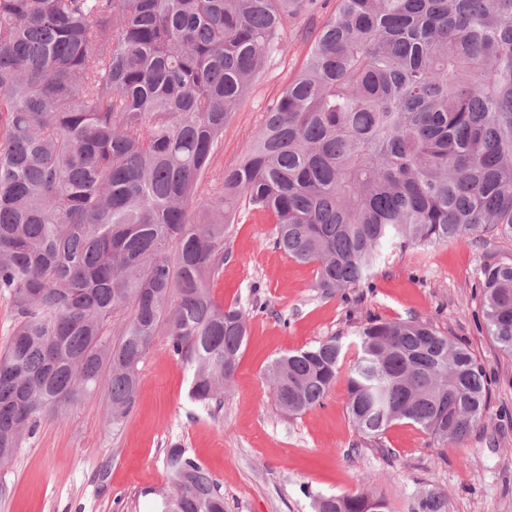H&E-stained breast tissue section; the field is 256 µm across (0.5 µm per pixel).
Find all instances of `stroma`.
Returning a JSON list of instances; mask_svg holds the SVG:
<instances>
[{"label": "stroma", "instance_id": "obj_1", "mask_svg": "<svg viewBox=\"0 0 512 512\" xmlns=\"http://www.w3.org/2000/svg\"><path fill=\"white\" fill-rule=\"evenodd\" d=\"M334 8L327 0L289 21L284 51L255 76L225 124L198 201L241 161L267 108L300 71L312 33ZM273 229L269 214L247 213L213 283L217 301L239 304L249 317L248 341L222 404L191 399L188 369L157 343L140 365V391L120 431L103 424V391L41 419L0 470V512H155V491L171 484L164 459L174 443L206 466L226 512H312L307 487L324 494L369 491L390 512H414L427 489L446 495L448 512H512V356L480 326L477 280L485 263L512 264V237L392 249L372 287L326 297L313 286L312 266L273 248ZM374 316L426 321L484 363L492 379L487 408L462 444L439 447L405 422L379 441L364 440L346 413L343 373L323 406L295 416L277 410L266 374L271 360L331 338L349 343Z\"/></svg>", "mask_w": 512, "mask_h": 512}]
</instances>
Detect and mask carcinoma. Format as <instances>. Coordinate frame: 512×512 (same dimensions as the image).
<instances>
[{"label":"carcinoma","mask_w":512,"mask_h":512,"mask_svg":"<svg viewBox=\"0 0 512 512\" xmlns=\"http://www.w3.org/2000/svg\"><path fill=\"white\" fill-rule=\"evenodd\" d=\"M317 0H0V467L40 420L103 387L120 429L159 337L208 404L234 381L242 308L212 284L243 210L314 267L323 296L367 288L389 247L512 236V0H336L239 165L197 214L224 124ZM488 334L512 355V265L478 274ZM346 410L378 440L394 423L458 445L487 405L484 364L411 318L354 332ZM336 339L276 359L277 409L323 405ZM157 512H225L178 445ZM314 512H389L369 493ZM428 492L416 512H446Z\"/></svg>","instance_id":"1"}]
</instances>
